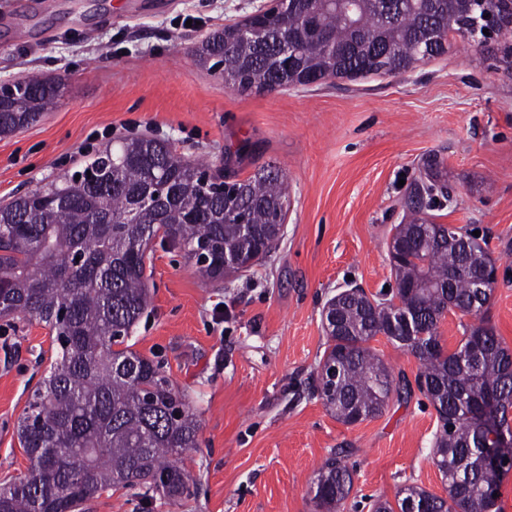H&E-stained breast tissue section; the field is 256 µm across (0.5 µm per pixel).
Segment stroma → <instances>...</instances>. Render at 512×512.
I'll use <instances>...</instances> for the list:
<instances>
[{"mask_svg": "<svg viewBox=\"0 0 512 512\" xmlns=\"http://www.w3.org/2000/svg\"><path fill=\"white\" fill-rule=\"evenodd\" d=\"M271 0H0V79L66 80L64 96L22 131L0 136V205L81 169L136 136L185 159L230 160L241 176L273 164L288 215L271 255L214 283L184 252L154 240L152 307L131 329L201 420L184 458L182 496L141 486L104 492L86 512H315L310 488L341 452L353 473L344 512H372L413 484L445 490L432 462L440 424L419 391L378 417L336 420L316 391L328 347L326 302L393 285L388 243L415 182L446 186L426 213L479 231L498 268L485 318L512 350V55L504 41H455L397 76L330 79L241 96L196 65L207 34ZM224 311H216V304ZM55 357L52 332L0 319V484L29 460L16 423Z\"/></svg>", "mask_w": 512, "mask_h": 512, "instance_id": "35a3bbf8", "label": "stroma"}]
</instances>
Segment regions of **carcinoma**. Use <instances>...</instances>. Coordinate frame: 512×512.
Wrapping results in <instances>:
<instances>
[{"mask_svg": "<svg viewBox=\"0 0 512 512\" xmlns=\"http://www.w3.org/2000/svg\"><path fill=\"white\" fill-rule=\"evenodd\" d=\"M308 2L332 31V44L305 34V16L290 3H274L206 36L195 61L220 73L224 87L251 96L364 71L405 73L447 53L457 37L482 41L487 10L507 18L493 39L512 38V0H391V19L384 16V0H356L349 20L337 0ZM293 38L295 52L280 55ZM23 85L21 103L0 100V135L27 127L57 104L56 79L31 75ZM207 168L167 143L123 139L82 169L0 206V317H35L50 327L56 345L48 375L17 424L30 466L0 485V512H80L101 493L127 485L170 498L187 490L191 472L182 454L198 447L199 416L160 366L120 348L150 305L146 252L160 232L190 259L202 247L208 264L200 272L221 280L276 248L288 198L284 175L270 164L241 179L226 162L222 174L203 186L198 173ZM154 174L165 178L168 192L138 211ZM422 191L417 187L410 202L414 216L393 234L404 245L401 261L392 265L398 303L361 289L328 302L339 325L325 328L329 346L317 392L345 424L380 415L393 379L369 342L410 319L423 335L388 340L419 362L418 389L440 422L433 463L447 497L406 485L398 492L399 512L410 506L418 512H498L490 493L512 470V449L498 465L484 463V432L474 422L472 400L498 395L503 403L494 425L512 439V352L483 319L464 327L452 352L438 334L447 303L482 313L488 298L475 288L472 273L492 258L485 240L458 227L425 224ZM447 235L460 243L458 251L437 242ZM475 337L482 350L473 363L467 345ZM86 456L89 470L79 483L73 467ZM352 487L342 457L328 458L314 482L316 508L340 512Z\"/></svg>", "mask_w": 512, "mask_h": 512, "instance_id": "cac0c4a2", "label": "carcinoma"}]
</instances>
